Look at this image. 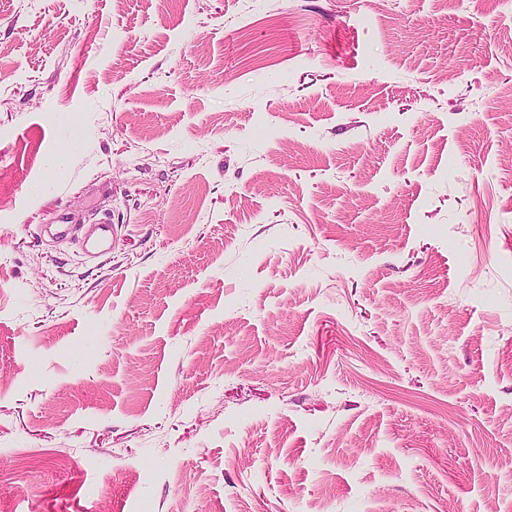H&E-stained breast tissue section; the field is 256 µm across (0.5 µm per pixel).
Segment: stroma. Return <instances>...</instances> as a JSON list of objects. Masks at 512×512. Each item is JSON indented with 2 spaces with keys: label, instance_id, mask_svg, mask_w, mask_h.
<instances>
[{
  "label": "stroma",
  "instance_id": "1",
  "mask_svg": "<svg viewBox=\"0 0 512 512\" xmlns=\"http://www.w3.org/2000/svg\"><path fill=\"white\" fill-rule=\"evenodd\" d=\"M0 512H512V0H0ZM115 233L116 228L110 223L109 219L101 220L82 238L81 245L83 251L86 253L92 250L102 251L110 236L112 234L115 235Z\"/></svg>",
  "mask_w": 512,
  "mask_h": 512
}]
</instances>
